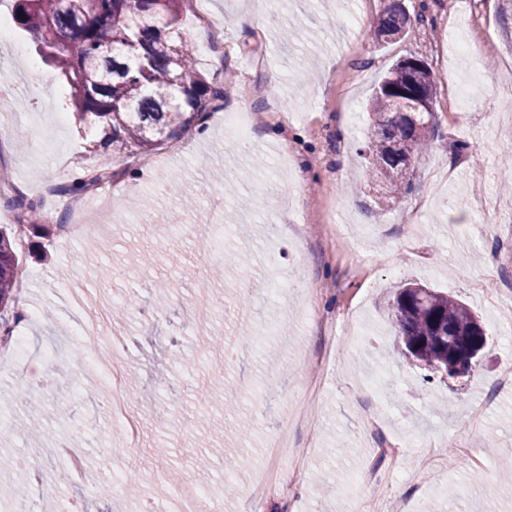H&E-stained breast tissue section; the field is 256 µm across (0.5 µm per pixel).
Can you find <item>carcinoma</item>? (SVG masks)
Masks as SVG:
<instances>
[{
  "label": "carcinoma",
  "instance_id": "carcinoma-1",
  "mask_svg": "<svg viewBox=\"0 0 512 512\" xmlns=\"http://www.w3.org/2000/svg\"><path fill=\"white\" fill-rule=\"evenodd\" d=\"M183 0H15V21L36 36L41 54L61 72L73 115L96 128L87 145L130 156L171 143L203 124L209 106L224 100L194 67L193 47L181 29ZM409 11L389 0L374 35L398 37ZM410 71L398 62L374 91L368 111L369 177L385 185V200L411 190L407 163L418 161L434 136L435 116L412 120L398 110L394 92L409 88ZM112 180L105 165L61 184L74 197ZM19 262L13 231L0 228V320L9 321ZM402 354L427 370L448 369L453 332L478 316L461 300L419 284H404L388 302Z\"/></svg>",
  "mask_w": 512,
  "mask_h": 512
}]
</instances>
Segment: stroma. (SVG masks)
Instances as JSON below:
<instances>
[{
	"label": "stroma",
	"mask_w": 512,
	"mask_h": 512,
	"mask_svg": "<svg viewBox=\"0 0 512 512\" xmlns=\"http://www.w3.org/2000/svg\"><path fill=\"white\" fill-rule=\"evenodd\" d=\"M387 0H207L224 31L221 62L197 59L223 86L222 108L204 130L134 158L110 156L112 192L91 201L96 228L66 242L57 225L67 196L56 185L96 165L85 153L56 70L42 62L29 31L0 0L19 50L0 69L42 86L28 109L0 98V145L11 182L53 210L30 227L17 257L25 276L14 300L53 320L27 327L29 347L73 351L70 291L133 300L123 318L101 320L113 362L126 367L141 415L138 447L125 448L100 402L98 382L73 388L67 370L45 380L27 373L38 404L0 406V456L50 448L80 431L87 479L116 470L127 488L93 500L81 485L46 473L54 512H177L175 487L192 477L223 489L222 512H251L255 476L274 464L269 438L287 428L295 459L283 461L286 496L258 512H512L498 462L512 458V388L497 379L512 366L500 334L512 303V194L501 191L512 159V67L502 0H480V18L458 0H428L436 44L420 24L380 45L371 29ZM251 12L255 23L239 24ZM422 59L436 79L431 148L413 189L380 203L364 177L367 99L402 57ZM258 122L245 141L225 136L224 113ZM468 143L463 154L452 146ZM196 191L193 207L179 193ZM211 225L218 245L202 251L195 226ZM249 243L250 263L231 257ZM180 281L158 305L156 283ZM415 281L445 291L478 313L488 336L483 364L459 381L427 377L396 346L386 303ZM211 400L201 403L200 393ZM382 448L397 449L385 460Z\"/></svg>",
	"instance_id": "35a3bbf8"
}]
</instances>
